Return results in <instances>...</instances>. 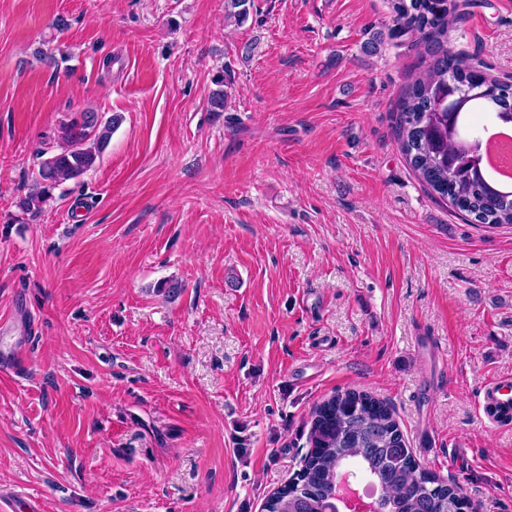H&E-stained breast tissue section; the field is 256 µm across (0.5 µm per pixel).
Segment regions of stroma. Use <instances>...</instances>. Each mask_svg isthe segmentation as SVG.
Returning a JSON list of instances; mask_svg holds the SVG:
<instances>
[{
    "label": "stroma",
    "mask_w": 512,
    "mask_h": 512,
    "mask_svg": "<svg viewBox=\"0 0 512 512\" xmlns=\"http://www.w3.org/2000/svg\"><path fill=\"white\" fill-rule=\"evenodd\" d=\"M392 25L388 0H251L232 25L224 0H0V352L24 354L0 369V500L261 512L312 407L357 388L477 512H512V422L480 407L512 377V225L413 174L396 106L427 54ZM53 37L60 73L33 55ZM448 49L512 83V0H468ZM87 109L123 116L100 163L13 223Z\"/></svg>",
    "instance_id": "35a3bbf8"
}]
</instances>
